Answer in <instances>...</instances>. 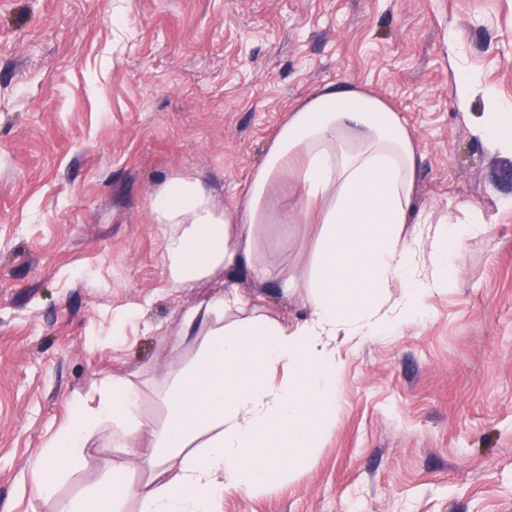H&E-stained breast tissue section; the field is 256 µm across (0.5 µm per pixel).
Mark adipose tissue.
Wrapping results in <instances>:
<instances>
[{"mask_svg": "<svg viewBox=\"0 0 512 512\" xmlns=\"http://www.w3.org/2000/svg\"><path fill=\"white\" fill-rule=\"evenodd\" d=\"M478 93L490 110L474 135L512 156V105L457 75L460 109ZM423 160L405 120L382 98L330 83L289 110L241 211L222 208L198 177H169L150 201L154 223L167 227L166 287H188L220 268L266 283L269 269L254 259L261 227L313 224L309 277L281 284L286 292L307 288L306 312L283 324L262 314L260 296L235 289L187 309L184 323L206 329L193 361L165 383V417L143 414L129 377L102 373L96 404L73 396L68 417L31 458L28 479L40 496L55 497L100 433L128 452L151 433L157 450L142 466L155 483L109 471L68 512H124L131 501L137 512H222L226 492L251 494L303 465L336 404V337L359 345L421 316L426 297L448 288L459 247L482 230L472 214L448 224L414 215ZM396 281L402 291L393 300L386 291Z\"/></svg>", "mask_w": 512, "mask_h": 512, "instance_id": "obj_1", "label": "adipose tissue"}]
</instances>
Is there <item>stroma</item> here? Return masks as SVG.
<instances>
[{
	"mask_svg": "<svg viewBox=\"0 0 512 512\" xmlns=\"http://www.w3.org/2000/svg\"><path fill=\"white\" fill-rule=\"evenodd\" d=\"M460 72L512 103V0H0V512H66L108 467L147 481L96 439L52 501L27 467L100 373L127 375L143 414L164 417V383L199 345L184 312L259 287L220 269L165 288L151 196L183 172L240 207L289 108L329 83L401 112L424 156L415 212L475 213L483 231L421 319L337 338L332 423L309 462L225 494L223 512H512V157L473 136L486 102L458 109ZM310 240L306 224L262 228L257 259L278 257L259 288L269 318L299 315L280 274L308 275Z\"/></svg>",
	"mask_w": 512,
	"mask_h": 512,
	"instance_id": "1",
	"label": "stroma"
}]
</instances>
